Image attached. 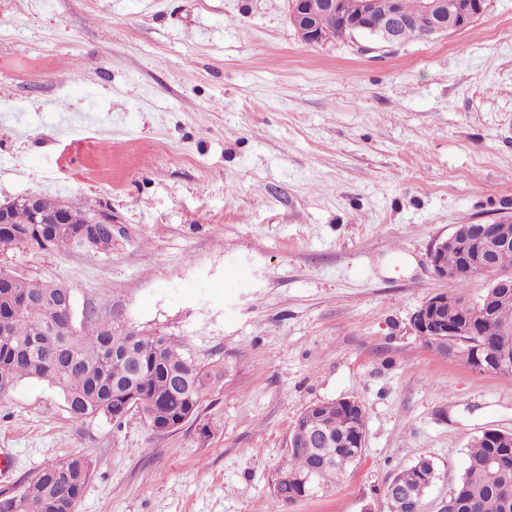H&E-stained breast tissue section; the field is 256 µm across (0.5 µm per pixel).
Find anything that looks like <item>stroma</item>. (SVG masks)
<instances>
[{
	"instance_id": "stroma-1",
	"label": "stroma",
	"mask_w": 512,
	"mask_h": 512,
	"mask_svg": "<svg viewBox=\"0 0 512 512\" xmlns=\"http://www.w3.org/2000/svg\"><path fill=\"white\" fill-rule=\"evenodd\" d=\"M111 209L112 252L0 251L77 309L188 342L226 369L199 416L153 431L71 421L47 384L0 400L13 493L88 453L76 512H362L419 458L425 512L484 429L512 432V376L428 350L427 253L512 213V0L370 58L305 44L287 0H0V202ZM351 398L365 450L330 490L279 502L292 424Z\"/></svg>"
}]
</instances>
